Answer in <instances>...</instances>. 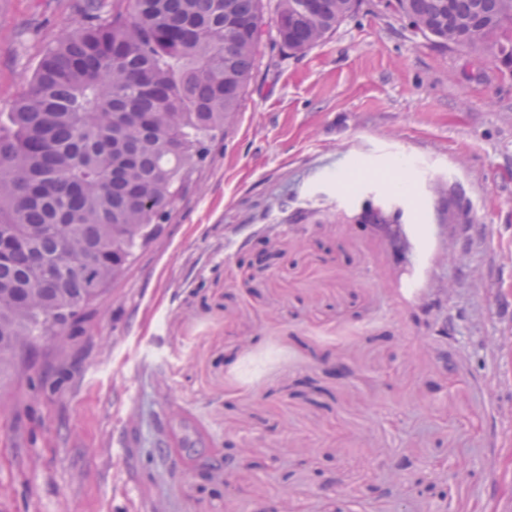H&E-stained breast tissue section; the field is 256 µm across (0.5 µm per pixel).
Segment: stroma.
Instances as JSON below:
<instances>
[{
	"label": "stroma",
	"instance_id": "stroma-1",
	"mask_svg": "<svg viewBox=\"0 0 512 512\" xmlns=\"http://www.w3.org/2000/svg\"><path fill=\"white\" fill-rule=\"evenodd\" d=\"M78 20L0 0V112ZM509 504L512 59L384 0L302 54L264 27L160 234L0 363V512Z\"/></svg>",
	"mask_w": 512,
	"mask_h": 512
}]
</instances>
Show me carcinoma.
I'll return each instance as SVG.
<instances>
[{"label": "carcinoma", "mask_w": 512, "mask_h": 512, "mask_svg": "<svg viewBox=\"0 0 512 512\" xmlns=\"http://www.w3.org/2000/svg\"><path fill=\"white\" fill-rule=\"evenodd\" d=\"M357 0H277L282 47L323 42ZM0 113V361L96 301L161 230L207 142L240 108L262 0H81ZM444 46L494 37L512 56V0H395ZM82 258L76 269L65 259Z\"/></svg>", "instance_id": "cac0c4a2"}]
</instances>
